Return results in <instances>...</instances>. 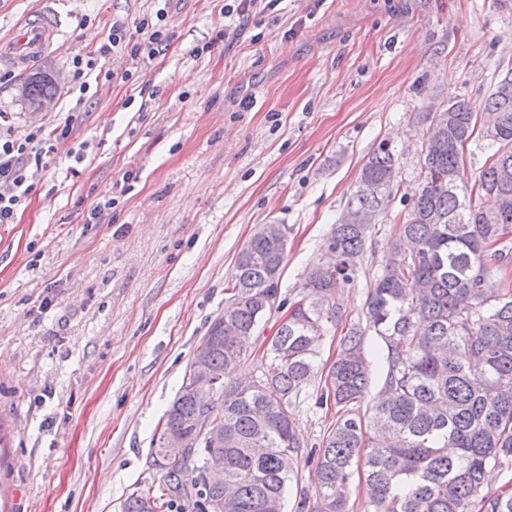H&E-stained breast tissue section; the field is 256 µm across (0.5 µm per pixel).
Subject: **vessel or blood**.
<instances>
[{"instance_id":"b4317fda","label":"vessel or blood","mask_w":512,"mask_h":512,"mask_svg":"<svg viewBox=\"0 0 512 512\" xmlns=\"http://www.w3.org/2000/svg\"><path fill=\"white\" fill-rule=\"evenodd\" d=\"M52 0H43L24 25L6 40H0V64L29 69L63 34L69 16L52 7Z\"/></svg>"}]
</instances>
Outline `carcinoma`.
Listing matches in <instances>:
<instances>
[{"mask_svg":"<svg viewBox=\"0 0 512 512\" xmlns=\"http://www.w3.org/2000/svg\"><path fill=\"white\" fill-rule=\"evenodd\" d=\"M55 93L42 71L28 103ZM484 109L491 129L476 192L495 207L472 204L473 191L457 183L476 112L457 101L427 113L422 179L403 243L387 248L358 320L348 322L342 294L395 187L397 158L388 145L368 157L324 239L333 262L310 266L295 299L280 288L288 226L253 233L236 256L224 315L196 350L224 441L214 446L200 436L197 402L177 393L152 457L166 458L168 431L183 436V453L167 458L157 488L131 493L123 512H285L299 476L290 407L321 373L317 404L336 407V421L319 448L318 488L300 502L303 512H349L345 492L361 462L367 512H512L511 493L483 492L488 470L512 468V289L494 295L486 287L491 263L506 258L496 245L512 232L511 74L495 84ZM280 312L254 376L237 379V367L255 358L261 328ZM340 326L336 361L325 370L321 348ZM371 336L383 358L373 397Z\"/></svg>","mask_w":512,"mask_h":512,"instance_id":"1","label":"carcinoma"}]
</instances>
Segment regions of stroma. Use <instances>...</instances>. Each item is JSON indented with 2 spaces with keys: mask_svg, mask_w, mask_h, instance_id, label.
<instances>
[{
  "mask_svg": "<svg viewBox=\"0 0 512 512\" xmlns=\"http://www.w3.org/2000/svg\"><path fill=\"white\" fill-rule=\"evenodd\" d=\"M238 5L69 0L66 34L36 65L61 77L40 112L18 94L27 73L0 66L16 137L73 126L0 224V512H122L158 482L152 443L224 313L238 252L259 225H287L281 288L294 297L385 142L398 191L345 293L360 313L420 182L425 114L481 107L512 69L506 0H280L225 17ZM144 18L166 49L134 60L116 47L110 79L77 104L72 58L115 28L143 41ZM315 392L291 407L307 446L333 421Z\"/></svg>",
  "mask_w": 512,
  "mask_h": 512,
  "instance_id": "35a3bbf8",
  "label": "stroma"
}]
</instances>
